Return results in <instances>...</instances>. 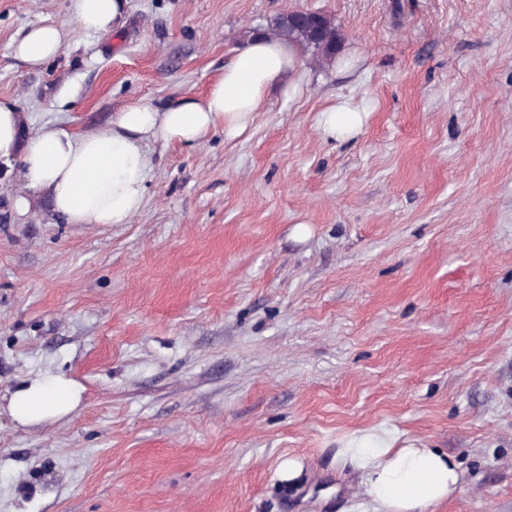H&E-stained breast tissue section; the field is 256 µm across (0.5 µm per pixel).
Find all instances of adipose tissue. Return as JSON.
Here are the masks:
<instances>
[{"instance_id": "ef3b65f1", "label": "adipose tissue", "mask_w": 512, "mask_h": 512, "mask_svg": "<svg viewBox=\"0 0 512 512\" xmlns=\"http://www.w3.org/2000/svg\"><path fill=\"white\" fill-rule=\"evenodd\" d=\"M73 12L79 29L105 32L117 27L123 2L73 0ZM64 42L59 27L39 25L15 43L14 53L39 67L56 58ZM297 67L288 42L256 36L203 96L166 107L134 102L101 130L84 135L49 123L31 128L16 101L0 97V163L20 167L26 190L46 197L53 217L69 224H127L145 202L152 143L193 147L218 127L230 135L244 132L268 89ZM81 398L73 379L40 373L14 389L9 413L19 425H39L70 414ZM341 454L361 473L377 512H428L458 489V466L447 454L418 442L396 444L387 432L353 439Z\"/></svg>"}]
</instances>
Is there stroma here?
Instances as JSON below:
<instances>
[{"instance_id":"obj_1","label":"stroma","mask_w":512,"mask_h":512,"mask_svg":"<svg viewBox=\"0 0 512 512\" xmlns=\"http://www.w3.org/2000/svg\"><path fill=\"white\" fill-rule=\"evenodd\" d=\"M0 0V97L79 134L202 96L268 21L334 17L251 126L152 145L128 224H68L0 167V512H372L338 448L387 430L453 456L430 512H512V0ZM61 54L15 57L30 28ZM367 118L335 140L320 112ZM37 373L83 388L17 425ZM303 463L283 481L281 463ZM77 27L86 32H105L119 24L125 0H72ZM65 42V34L55 25H39L29 29L14 45L16 57L31 67H40L56 58ZM82 387L63 375L40 373L16 387L9 413L21 426L39 425L70 414L80 403Z\"/></svg>"}]
</instances>
